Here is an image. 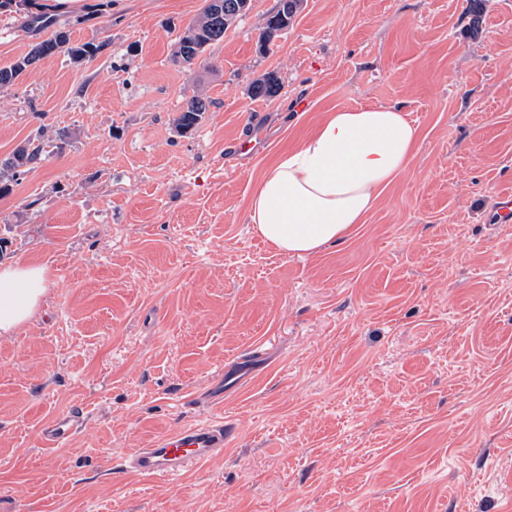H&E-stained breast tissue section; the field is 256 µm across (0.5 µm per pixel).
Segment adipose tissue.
Segmentation results:
<instances>
[{"label": "adipose tissue", "instance_id": "ef3b65f1", "mask_svg": "<svg viewBox=\"0 0 512 512\" xmlns=\"http://www.w3.org/2000/svg\"><path fill=\"white\" fill-rule=\"evenodd\" d=\"M418 138V127L398 105L328 113L255 183L249 221L289 256H308L343 241L407 169ZM48 286L47 267H0L1 336L13 335L32 318Z\"/></svg>", "mask_w": 512, "mask_h": 512}]
</instances>
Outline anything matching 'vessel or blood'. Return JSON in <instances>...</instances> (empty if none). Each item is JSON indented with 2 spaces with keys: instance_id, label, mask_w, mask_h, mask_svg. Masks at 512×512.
I'll list each match as a JSON object with an SVG mask.
<instances>
[{
  "instance_id": "obj_1",
  "label": "vessel or blood",
  "mask_w": 512,
  "mask_h": 512,
  "mask_svg": "<svg viewBox=\"0 0 512 512\" xmlns=\"http://www.w3.org/2000/svg\"><path fill=\"white\" fill-rule=\"evenodd\" d=\"M83 422L82 409H73L55 418L45 428V437L51 444H63ZM226 431V425L220 420L181 428L161 437L153 447L137 448L125 454L120 469L147 478H179L194 464L223 452Z\"/></svg>"
}]
</instances>
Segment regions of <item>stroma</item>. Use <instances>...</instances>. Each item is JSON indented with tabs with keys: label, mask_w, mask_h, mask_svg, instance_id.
I'll list each match as a JSON object with an SVG mask.
<instances>
[{
	"label": "stroma",
	"mask_w": 512,
	"mask_h": 512,
	"mask_svg": "<svg viewBox=\"0 0 512 512\" xmlns=\"http://www.w3.org/2000/svg\"><path fill=\"white\" fill-rule=\"evenodd\" d=\"M27 0L66 51L0 87V160L69 132L0 196V264L45 265L0 336V512H503L512 503V0H278L191 66L203 0ZM0 10V68L44 40ZM273 74L276 96L253 80ZM210 107L173 120L186 96ZM403 106L407 170L357 233L304 258L248 219L252 186L325 113ZM63 446L43 428L73 408ZM221 456L178 480L125 453L216 417ZM285 2L287 4V7H284ZM285 2H279L278 4V8L284 7L282 9V12L279 10L276 14H274L271 18L267 20L262 36L265 42H268L272 39L274 31L280 33L288 29L295 16L300 12L304 1L287 0ZM210 102L198 95L189 96L174 119L175 127L181 132L197 129L201 124L205 112L208 111Z\"/></svg>",
	"instance_id": "35a3bbf8"
}]
</instances>
